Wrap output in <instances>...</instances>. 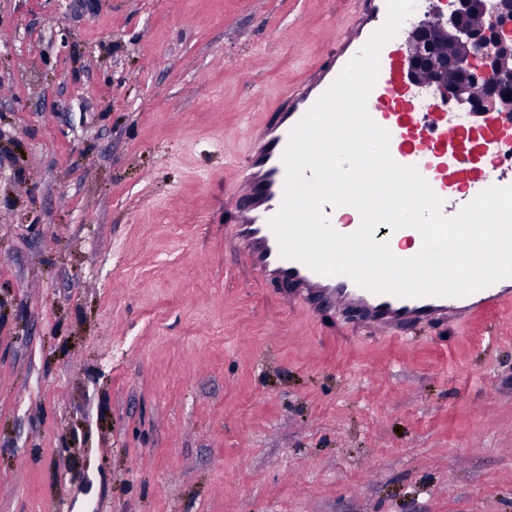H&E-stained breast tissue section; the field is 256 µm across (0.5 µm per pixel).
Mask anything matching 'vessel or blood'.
<instances>
[{
    "label": "vessel or blood",
    "instance_id": "1",
    "mask_svg": "<svg viewBox=\"0 0 512 512\" xmlns=\"http://www.w3.org/2000/svg\"><path fill=\"white\" fill-rule=\"evenodd\" d=\"M357 3L354 15L336 24L335 52L312 66L298 87L284 89L276 120L253 128L245 163L232 168L229 190L235 212L230 232L236 247L263 282L287 288L310 313L330 311L382 332L421 329L511 306L512 278L462 297L375 295L347 276H324L281 256L269 220L283 198L282 156L289 132L386 17V0ZM367 109L389 131L392 158L418 169L443 199L445 215H455L490 186L512 185V112L453 111L443 90L409 80L403 36H395L380 53ZM323 211L339 233H353L360 225L352 207L327 204ZM374 238L400 249L421 235L412 228L394 231L382 224Z\"/></svg>",
    "mask_w": 512,
    "mask_h": 512
}]
</instances>
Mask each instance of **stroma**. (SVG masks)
<instances>
[{
    "label": "stroma",
    "mask_w": 512,
    "mask_h": 512,
    "mask_svg": "<svg viewBox=\"0 0 512 512\" xmlns=\"http://www.w3.org/2000/svg\"><path fill=\"white\" fill-rule=\"evenodd\" d=\"M355 0H0V512H512V308L297 310L227 164Z\"/></svg>",
    "instance_id": "stroma-1"
}]
</instances>
